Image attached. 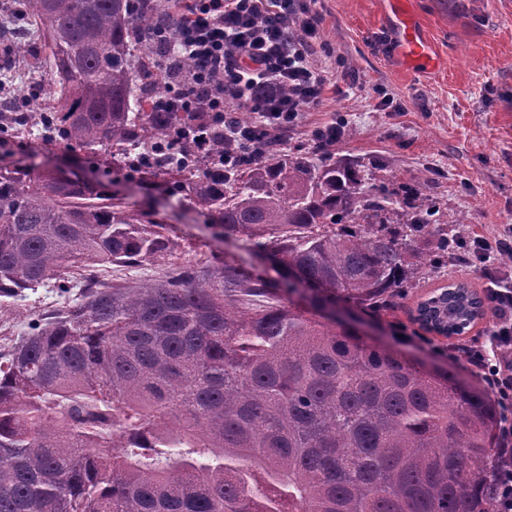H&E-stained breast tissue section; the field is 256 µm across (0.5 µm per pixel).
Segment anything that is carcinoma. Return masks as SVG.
I'll list each match as a JSON object with an SVG mask.
<instances>
[{
  "instance_id": "cac0c4a2",
  "label": "carcinoma",
  "mask_w": 512,
  "mask_h": 512,
  "mask_svg": "<svg viewBox=\"0 0 512 512\" xmlns=\"http://www.w3.org/2000/svg\"><path fill=\"white\" fill-rule=\"evenodd\" d=\"M45 24L53 111L43 136L116 149L276 276L219 260L139 287L97 282L0 354V512H494L498 401L465 365L416 366L326 311L386 312L433 274L407 231L426 228L301 151L223 165L189 118L143 112L137 53L160 56L165 18L137 0H25ZM179 243L84 180L0 164V296L65 266L141 264ZM307 307L289 301L298 288ZM485 300L452 281L420 301L426 330L460 336Z\"/></svg>"
}]
</instances>
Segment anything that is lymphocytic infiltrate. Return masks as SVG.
Here are the masks:
<instances>
[{
	"mask_svg": "<svg viewBox=\"0 0 512 512\" xmlns=\"http://www.w3.org/2000/svg\"><path fill=\"white\" fill-rule=\"evenodd\" d=\"M171 17L160 33L167 44L160 70L180 90L160 109L201 113L198 152L218 131L225 163L263 157L284 147L305 113L321 105L331 77L312 61L321 16L306 0H175ZM186 58L197 63L187 78L180 71ZM246 109L259 122H240ZM448 252L459 266L482 268L486 279L494 321L459 350L502 407L493 482L497 512H512V274L498 266L499 256L512 252V228L451 239Z\"/></svg>",
	"mask_w": 512,
	"mask_h": 512,
	"instance_id": "obj_1",
	"label": "lymphocytic infiltrate"
}]
</instances>
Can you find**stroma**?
Segmentation results:
<instances>
[{"mask_svg":"<svg viewBox=\"0 0 512 512\" xmlns=\"http://www.w3.org/2000/svg\"><path fill=\"white\" fill-rule=\"evenodd\" d=\"M407 7L421 33L433 41L438 67L412 70L403 64L389 22V0H316L322 24L314 60L332 73L333 84L322 105L305 114L302 131L291 136L288 147L304 151L317 166L329 159L350 164L373 184L392 190L428 184L439 206L437 219L449 232L461 227L496 234L512 225V0H407ZM0 27L19 36L10 45L0 39V51L14 60L13 91L38 88L26 63L35 58L42 71L50 69L42 24L1 17ZM335 117L345 119L347 131L327 158L306 132ZM0 161L37 174L63 170L107 185L127 209L155 211L169 224L179 243L175 254L110 266L101 272L105 282L138 286L164 278L174 265H203L226 255L256 270H271L245 236L223 238L187 201L168 196L156 178L106 166L34 132L0 147ZM451 279L478 292L484 288L479 271L444 263L436 279L411 289L396 309L378 315L354 306L350 312L360 319L367 343L392 345L425 364L444 367L448 338L420 329L412 318L418 301ZM78 296L74 286L64 292L51 281L17 297L0 296V352L40 314L72 304Z\"/></svg>","mask_w":512,"mask_h":512,"instance_id":"1","label":"stroma"}]
</instances>
